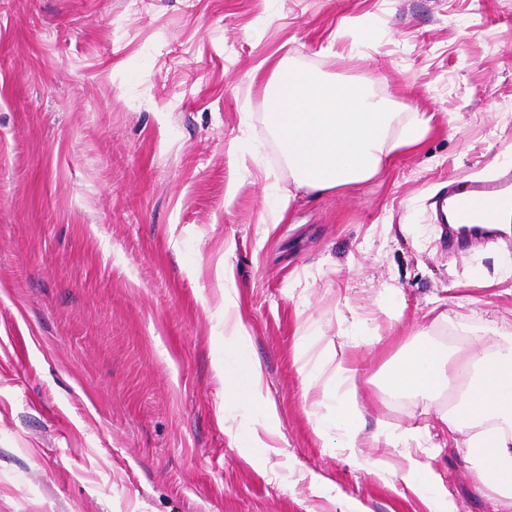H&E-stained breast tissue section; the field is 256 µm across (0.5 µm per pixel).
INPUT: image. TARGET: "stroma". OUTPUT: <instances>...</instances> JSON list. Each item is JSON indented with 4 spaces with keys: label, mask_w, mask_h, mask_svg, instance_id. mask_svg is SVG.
<instances>
[{
    "label": "stroma",
    "mask_w": 512,
    "mask_h": 512,
    "mask_svg": "<svg viewBox=\"0 0 512 512\" xmlns=\"http://www.w3.org/2000/svg\"><path fill=\"white\" fill-rule=\"evenodd\" d=\"M276 63L432 129L356 190L306 193ZM504 166L512 0H0V512H427L317 438L311 409L342 403L331 342L365 457L401 467L373 434L417 430L455 512H512L445 434L451 392L386 385L414 337L462 356L512 336V224L452 248L435 217ZM228 263L279 414L259 461L220 372Z\"/></svg>",
    "instance_id": "1"
}]
</instances>
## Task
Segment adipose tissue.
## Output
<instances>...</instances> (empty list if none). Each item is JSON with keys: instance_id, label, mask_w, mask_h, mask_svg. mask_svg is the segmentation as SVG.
Masks as SVG:
<instances>
[{"instance_id": "obj_1", "label": "adipose tissue", "mask_w": 512, "mask_h": 512, "mask_svg": "<svg viewBox=\"0 0 512 512\" xmlns=\"http://www.w3.org/2000/svg\"><path fill=\"white\" fill-rule=\"evenodd\" d=\"M277 76L271 95L274 131L295 183L314 192L367 182L388 165L394 151L418 144L431 126L430 117L421 113L395 137L388 106L361 88L338 85L310 72L281 70ZM326 363L343 391L344 403L316 416V436L324 447L348 450L353 463L377 476L393 474L390 462L369 460L360 451L361 411L352 386L354 370L343 347H329ZM447 365V353L419 340L387 383L394 390L425 396L456 385L457 402L444 420L448 433L461 436L477 489L512 507V345L495 343L467 357L466 377L460 382ZM223 373L226 392L260 415L245 426L242 447L255 454L274 451L278 409L265 391L263 365L249 351V333L239 316L224 339ZM397 443L402 448L404 485L423 500L428 512H453L441 477L418 450V437L403 432Z\"/></svg>"}]
</instances>
